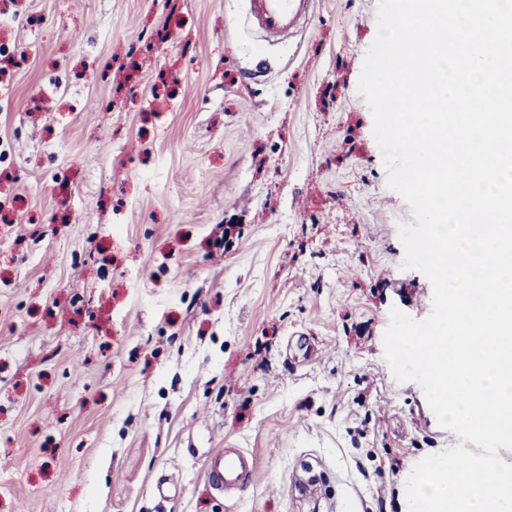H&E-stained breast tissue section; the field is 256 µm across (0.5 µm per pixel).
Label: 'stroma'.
<instances>
[{
  "instance_id": "1",
  "label": "stroma",
  "mask_w": 512,
  "mask_h": 512,
  "mask_svg": "<svg viewBox=\"0 0 512 512\" xmlns=\"http://www.w3.org/2000/svg\"><path fill=\"white\" fill-rule=\"evenodd\" d=\"M376 11L0 0V512H405L459 444L384 359L433 290L357 93ZM306 0H246L247 16L267 36H283L295 29ZM254 458L239 448H225L211 456L207 467L213 487L220 492H239L244 480L252 474Z\"/></svg>"
}]
</instances>
